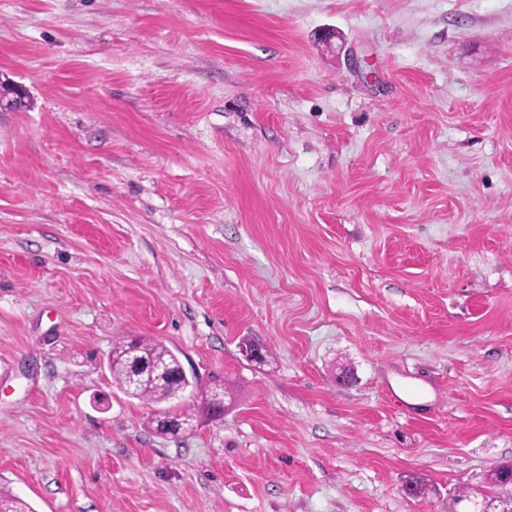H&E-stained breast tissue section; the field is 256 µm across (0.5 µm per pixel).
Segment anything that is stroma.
Returning a JSON list of instances; mask_svg holds the SVG:
<instances>
[{
    "label": "stroma",
    "instance_id": "1",
    "mask_svg": "<svg viewBox=\"0 0 512 512\" xmlns=\"http://www.w3.org/2000/svg\"><path fill=\"white\" fill-rule=\"evenodd\" d=\"M0 77L32 101L0 112L1 493L512 501V0H0ZM126 336L223 416L152 430ZM135 357L143 366H147L156 360H165L171 366L170 376L165 379H156L149 375L142 378L136 387L128 384V369L130 358ZM107 367L112 377L113 384L130 398L155 405L159 408H167L170 403L164 400L181 399L180 403L172 409L176 417L181 421L184 431H192L196 421V405L201 399V410L208 409L214 404L224 403V384H214L202 387L201 394L192 401L182 400L183 396L173 397V392L181 386L178 373L180 360L175 353L164 344L154 339L137 337L132 340L115 342L107 357Z\"/></svg>",
    "mask_w": 512,
    "mask_h": 512
}]
</instances>
